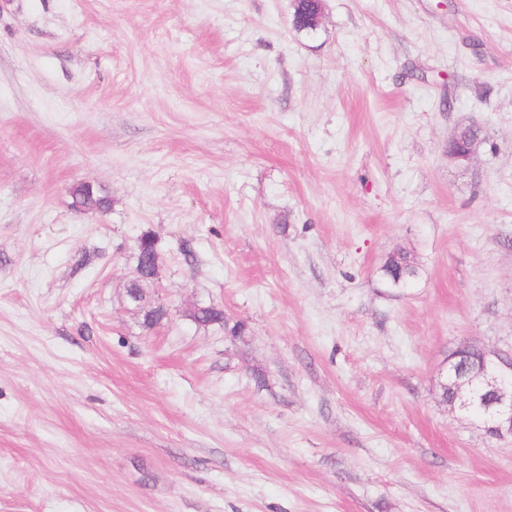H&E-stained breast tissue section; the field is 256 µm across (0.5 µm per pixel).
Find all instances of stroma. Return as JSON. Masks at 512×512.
<instances>
[{
	"instance_id": "35a3bbf8",
	"label": "stroma",
	"mask_w": 512,
	"mask_h": 512,
	"mask_svg": "<svg viewBox=\"0 0 512 512\" xmlns=\"http://www.w3.org/2000/svg\"><path fill=\"white\" fill-rule=\"evenodd\" d=\"M291 13L0 0V512H512V439L440 390L512 348V0ZM72 206L81 213L104 214L112 208V199L106 191L89 183H80L72 190ZM187 316L198 326L224 327V332H229L231 336H239L245 331V325L243 323L235 322L230 326L224 315V309L212 304H202L198 308L192 309Z\"/></svg>"
}]
</instances>
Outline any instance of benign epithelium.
Listing matches in <instances>:
<instances>
[{
  "label": "benign epithelium",
  "mask_w": 512,
  "mask_h": 512,
  "mask_svg": "<svg viewBox=\"0 0 512 512\" xmlns=\"http://www.w3.org/2000/svg\"><path fill=\"white\" fill-rule=\"evenodd\" d=\"M448 156L460 164L474 157L453 135L448 143ZM446 385L454 390L448 402L453 409L470 413L481 409L486 431L495 437H512V354L480 349L461 343L448 356Z\"/></svg>",
  "instance_id": "obj_1"
}]
</instances>
